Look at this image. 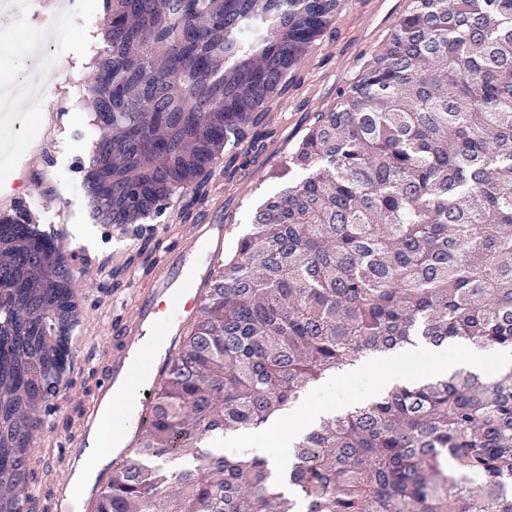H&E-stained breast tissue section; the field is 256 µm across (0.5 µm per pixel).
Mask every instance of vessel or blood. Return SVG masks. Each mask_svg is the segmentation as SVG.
<instances>
[{
    "label": "vessel or blood",
    "mask_w": 512,
    "mask_h": 512,
    "mask_svg": "<svg viewBox=\"0 0 512 512\" xmlns=\"http://www.w3.org/2000/svg\"><path fill=\"white\" fill-rule=\"evenodd\" d=\"M227 231L220 216L184 228L150 288L131 301L114 296L113 306L124 315L103 345L108 360L78 433L57 444L70 467L51 491V512H95L113 460L134 452L135 440L124 429L113 430L111 447L102 449L103 426L120 407L150 414L152 389L177 358L187 328L200 314L204 285L224 262Z\"/></svg>",
    "instance_id": "b4317fda"
}]
</instances>
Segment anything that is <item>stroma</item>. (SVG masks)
<instances>
[{
    "instance_id": "stroma-1",
    "label": "stroma",
    "mask_w": 512,
    "mask_h": 512,
    "mask_svg": "<svg viewBox=\"0 0 512 512\" xmlns=\"http://www.w3.org/2000/svg\"><path fill=\"white\" fill-rule=\"evenodd\" d=\"M374 3L375 0H348L329 32L309 49L298 68L295 83L271 108L275 135L266 144L258 172L242 170L229 181L223 168H214L204 202L193 204L185 216L180 213V203H173L163 217L155 220L154 225L167 244H174L182 225L204 222L221 210L234 220L224 250L228 253L235 250L239 238L252 229L251 210L266 196L287 185V178L277 177L276 172L304 133L315 108H327L335 101L337 90L354 78L361 56L377 49L392 28V21L372 15ZM102 24V19L80 14L65 20L57 31L66 58L69 86L74 93L65 103L59 132L52 135L58 146L54 159L42 170L40 179L27 182L19 195L33 223L56 235L68 232L77 247L104 261L92 284L77 279L72 282L87 342L80 348L71 347L72 367L63 374L68 394L52 400L53 436L57 439L65 435V418L74 416L76 406L87 403L86 390L94 379L83 370L82 364L86 359L98 360L103 356L98 343L106 320L113 316L111 266L122 262L127 255L123 241L113 238L111 228L93 220L82 179L77 175L80 161L90 155L94 135L89 114L79 107L75 90L84 82L103 45L102 40L89 37L87 31L101 28ZM230 186L235 189L231 195L226 192Z\"/></svg>"
}]
</instances>
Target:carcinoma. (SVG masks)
Returning a JSON list of instances; mask_svg holds the SVG:
<instances>
[{"mask_svg":"<svg viewBox=\"0 0 512 512\" xmlns=\"http://www.w3.org/2000/svg\"><path fill=\"white\" fill-rule=\"evenodd\" d=\"M345 0H104L80 104L97 133L95 221L160 218L215 164L233 177ZM288 186L251 214L154 391L98 512H512V369L396 387L326 418L290 470L202 449L268 425L373 352L512 349V0H407L381 47L313 113ZM157 244L112 270L153 272ZM69 260L19 206L0 218V483L28 448L76 323ZM185 460L174 470L170 462Z\"/></svg>","mask_w":512,"mask_h":512,"instance_id":"cac0c4a2","label":"carcinoma"}]
</instances>
